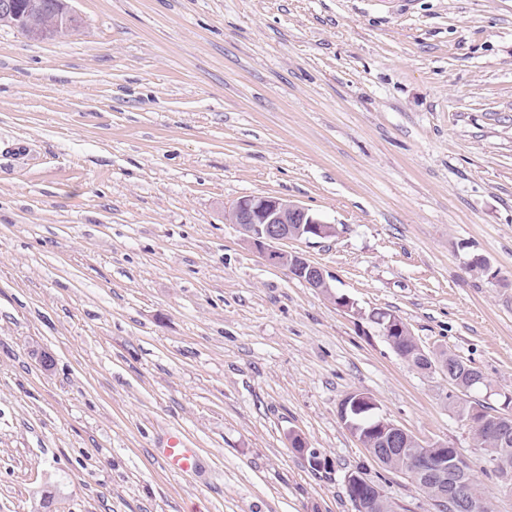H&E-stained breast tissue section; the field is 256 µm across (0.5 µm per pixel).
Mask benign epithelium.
<instances>
[{
	"instance_id": "obj_1",
	"label": "benign epithelium",
	"mask_w": 512,
	"mask_h": 512,
	"mask_svg": "<svg viewBox=\"0 0 512 512\" xmlns=\"http://www.w3.org/2000/svg\"><path fill=\"white\" fill-rule=\"evenodd\" d=\"M45 7L44 0H0V18L17 27L28 23V16ZM230 223L236 225L240 231L247 232L245 241L273 266L288 268L290 274L297 280L311 288L326 283L324 270L311 261L306 255L299 252H288L280 248V244L288 240L324 239L332 236L334 226L328 224L301 204L275 196L250 195L239 198L228 213ZM376 409L377 402L363 392H351L343 399L339 414L347 417L349 411L359 409ZM372 433L379 437L383 443V450L379 455L383 457H401L406 470L418 474L422 479L437 486L453 482L457 494L453 503H448V495H442L438 509L450 508L454 512H485L487 505L466 495L467 482L463 481L455 468L448 462V458L433 459L422 453H407L405 448L413 436L404 428L377 414ZM291 447L308 455V461L315 467L326 465L316 450L308 449L306 441L299 435L291 440Z\"/></svg>"
}]
</instances>
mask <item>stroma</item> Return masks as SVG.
<instances>
[{
	"instance_id": "stroma-1",
	"label": "stroma",
	"mask_w": 512,
	"mask_h": 512,
	"mask_svg": "<svg viewBox=\"0 0 512 512\" xmlns=\"http://www.w3.org/2000/svg\"><path fill=\"white\" fill-rule=\"evenodd\" d=\"M69 5L67 36L0 26V512H353L358 469L433 512L341 421L354 391L512 512L446 375L369 318L512 391V0ZM245 195L335 225L286 245L328 289L243 241ZM391 314V313H390ZM395 315L391 314L389 321L382 327V333L383 336H385L386 340L391 346L390 340L388 336L394 337L396 340V345L398 352L396 353L409 362L412 366H414L417 369L422 370L423 367L415 364L412 359L415 358L416 353L415 345H414V337L413 336H393L391 334H398L401 333V331L405 330V327L397 322V320L394 318ZM396 317V316H395ZM411 357V359H410ZM161 458L166 466L180 473H190L196 469L197 455L195 449L184 448L179 439L171 437L161 450Z\"/></svg>"
}]
</instances>
